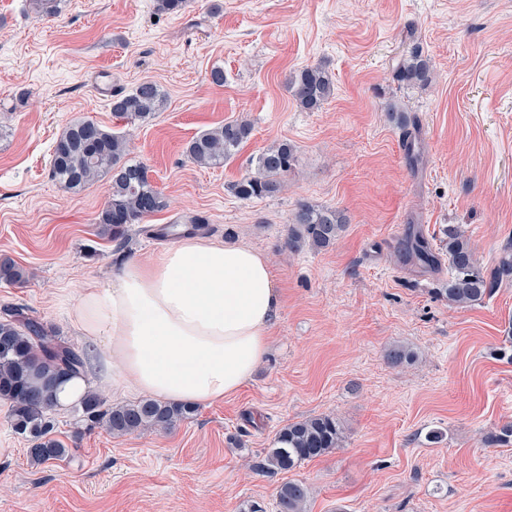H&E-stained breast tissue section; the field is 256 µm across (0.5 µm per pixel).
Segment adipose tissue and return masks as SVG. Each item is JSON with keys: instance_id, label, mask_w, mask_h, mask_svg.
<instances>
[{"instance_id": "adipose-tissue-1", "label": "adipose tissue", "mask_w": 512, "mask_h": 512, "mask_svg": "<svg viewBox=\"0 0 512 512\" xmlns=\"http://www.w3.org/2000/svg\"><path fill=\"white\" fill-rule=\"evenodd\" d=\"M280 306L262 253L197 235L126 264L110 287L86 284L71 319L116 391L208 405L250 380Z\"/></svg>"}]
</instances>
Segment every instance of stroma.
<instances>
[{"instance_id":"stroma-1","label":"stroma","mask_w":512,"mask_h":512,"mask_svg":"<svg viewBox=\"0 0 512 512\" xmlns=\"http://www.w3.org/2000/svg\"><path fill=\"white\" fill-rule=\"evenodd\" d=\"M415 49L430 85L393 77ZM315 65L335 92L305 112L285 83ZM101 73L123 93L156 83L163 109L116 117L93 89ZM390 104L418 123L417 165ZM78 119L127 136L165 199L124 245L96 224L108 180L74 194L50 175L52 144ZM235 119L252 133L224 166L187 158L193 137ZM281 141L296 148L282 190L233 195ZM301 200L346 216L334 246L288 251ZM451 224L490 271L512 244V0H189L177 15L155 0H62L54 16L0 0V256L29 272L0 282V320L23 310L89 353L69 317L81 286L110 287L190 228L262 252L282 294L250 381L171 430L117 437L59 408L68 455L38 465L1 402L0 512H245L291 480L309 489L306 512H512V444L486 440L512 421V280L456 307L447 269L394 256L411 230L440 248ZM397 345L411 363H387ZM320 413L341 420L343 448L255 471L282 427Z\"/></svg>"}]
</instances>
